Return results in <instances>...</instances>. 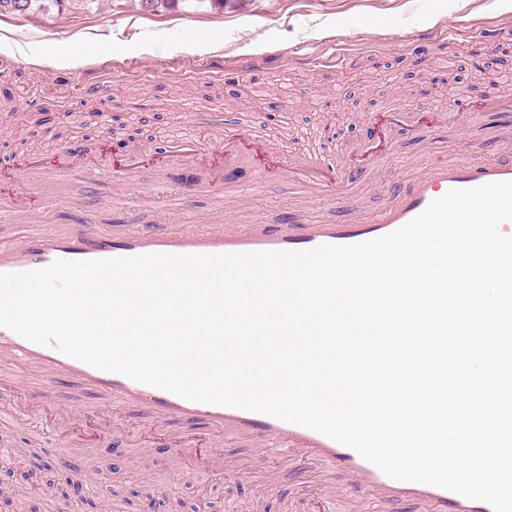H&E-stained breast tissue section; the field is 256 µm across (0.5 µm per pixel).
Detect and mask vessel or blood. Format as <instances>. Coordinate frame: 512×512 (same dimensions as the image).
Segmentation results:
<instances>
[{
  "label": "vessel or blood",
  "mask_w": 512,
  "mask_h": 512,
  "mask_svg": "<svg viewBox=\"0 0 512 512\" xmlns=\"http://www.w3.org/2000/svg\"><path fill=\"white\" fill-rule=\"evenodd\" d=\"M240 135L223 139L224 171L210 176L213 185L232 187L239 158ZM256 167L288 182H304L318 191L321 180L313 167L288 164L266 154H257ZM512 180V156L494 163L432 164L428 171L391 192L389 205L365 219L341 218L332 224H316L306 215L289 211L279 229L259 233L243 227L198 231L180 227L159 234H144L124 227L101 229L93 224L72 227L40 224L18 242L0 246V273L25 272L57 259L91 260L133 257L144 254H225L258 251H302L323 244L353 245L386 235L426 209L432 200L451 189L473 188L485 183ZM0 365L37 369L43 382L67 374L80 378L90 388L118 402H135L149 420L185 417L204 422L219 431L246 436L258 445L278 443L290 450L325 458L344 469L353 491L378 494L383 508L398 500H419L430 512H492L489 504L470 500L442 488L387 477L354 450L314 431L267 415L235 407L199 403L168 391L136 382L124 375L102 371L68 357L54 346L29 342L0 327Z\"/></svg>",
  "instance_id": "1"
}]
</instances>
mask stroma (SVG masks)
<instances>
[{"mask_svg": "<svg viewBox=\"0 0 512 512\" xmlns=\"http://www.w3.org/2000/svg\"><path fill=\"white\" fill-rule=\"evenodd\" d=\"M512 22L495 0H182L149 10L143 0H97L91 8L0 13V39L21 52L0 53V191L29 194L10 182L13 168L62 145L88 146L105 170L74 168L62 192L44 203L50 224L78 219L107 228L164 232L182 224H229L243 215L276 229L291 207L331 223L384 207L394 186L422 173L426 161L493 162L512 145V104L476 57L512 58V36L486 40L478 26ZM454 32L436 51L412 42L433 26ZM101 46L95 58L57 62L75 38ZM347 51L339 66H315L328 47ZM251 59L236 71L238 57ZM109 67L101 78L98 66ZM245 134L277 154L340 168L369 148L375 169L362 172L358 196L326 187L310 199L303 186L260 178L244 160L237 190L196 192L191 183L223 163L225 133ZM197 144L194 158H170L172 140ZM141 154L134 178L116 172ZM87 202L77 217L73 201ZM104 398L75 379L46 384L23 369L0 368V438L21 460L36 459L32 483L5 512H139L146 497L182 496L181 512H378L371 492L346 489L329 462L272 448L257 451L225 437L224 470L206 448L213 431L177 418L148 425L141 408L104 412ZM81 471L87 498H63L54 484Z\"/></svg>", "mask_w": 512, "mask_h": 512, "instance_id": "1", "label": "stroma"}]
</instances>
